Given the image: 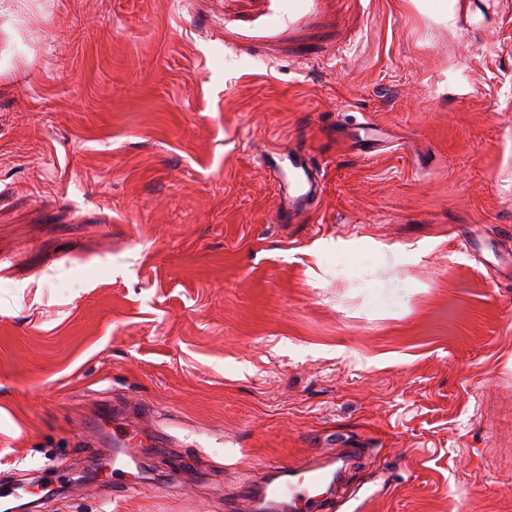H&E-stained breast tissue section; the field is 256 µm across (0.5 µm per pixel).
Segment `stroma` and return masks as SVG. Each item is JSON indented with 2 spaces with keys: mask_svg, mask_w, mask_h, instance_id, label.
<instances>
[{
  "mask_svg": "<svg viewBox=\"0 0 512 512\" xmlns=\"http://www.w3.org/2000/svg\"><path fill=\"white\" fill-rule=\"evenodd\" d=\"M336 433L368 512H512V0H0V483L226 512ZM264 164H274L283 171L284 183L279 185L282 202L288 210L302 212L323 192V175L297 148L276 147L262 159ZM288 171H285V168Z\"/></svg>",
  "mask_w": 512,
  "mask_h": 512,
  "instance_id": "obj_1",
  "label": "stroma"
}]
</instances>
